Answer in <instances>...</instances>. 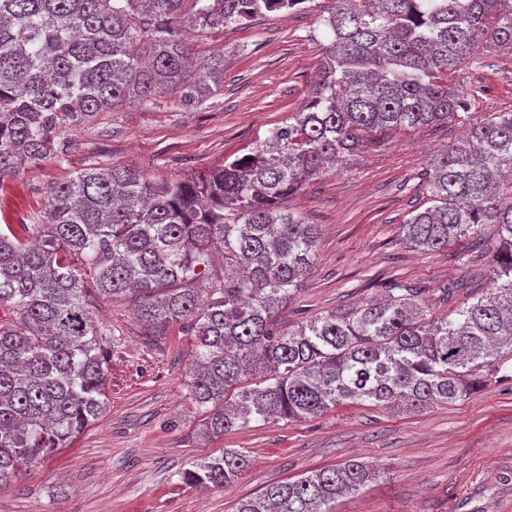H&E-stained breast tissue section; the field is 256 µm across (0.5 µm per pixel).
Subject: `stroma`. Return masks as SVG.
<instances>
[{
	"instance_id": "35a3bbf8",
	"label": "stroma",
	"mask_w": 512,
	"mask_h": 512,
	"mask_svg": "<svg viewBox=\"0 0 512 512\" xmlns=\"http://www.w3.org/2000/svg\"><path fill=\"white\" fill-rule=\"evenodd\" d=\"M274 12L249 26L200 37L203 48L235 47L224 93L187 108L177 96L160 106H123L61 128L65 161L47 158L0 180V225L32 235L51 186L100 161L147 176L203 175L240 157L312 97L326 42L320 14ZM458 79L470 112H512V48L493 46ZM457 123L387 134L376 150L310 180L285 209L316 225L309 277L282 313L284 324L379 298L391 281L421 288L432 315L484 294L491 286L486 235L434 251L406 244L400 226L425 209L426 163L454 142ZM457 285L452 298L444 288ZM99 326L109 329L108 405L73 443L0 488V512H235L236 503L270 484L354 458L374 479L337 498L335 512H512V379L452 404L410 409L370 401L336 407L301 422L254 421L220 437L201 433L186 374L191 337L171 328L150 336L133 298L92 297ZM250 455L246 475L221 488L182 482L192 462L224 449Z\"/></svg>"
}]
</instances>
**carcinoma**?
Listing matches in <instances>:
<instances>
[{
  "mask_svg": "<svg viewBox=\"0 0 512 512\" xmlns=\"http://www.w3.org/2000/svg\"><path fill=\"white\" fill-rule=\"evenodd\" d=\"M309 0H0V178L65 159L59 128L168 92L197 105L224 88L226 52L192 33ZM316 95L248 153L191 179L92 164L49 192L29 247L0 231V486L68 446L102 414L112 350L87 284L134 294L153 336H193L190 399L202 431L298 422L341 404L414 408L479 392L512 363V112L478 120L456 73L485 45L512 44V0H333ZM468 124L435 155L430 206L401 224L422 250L494 230L491 292L430 316L420 289L284 328L278 317L313 265L314 225L282 207L310 179L390 131ZM215 285L201 288L214 258ZM251 466L224 453L182 472L223 487ZM349 460L269 485L236 512H333L371 478Z\"/></svg>",
  "mask_w": 512,
  "mask_h": 512,
  "instance_id": "carcinoma-1",
  "label": "carcinoma"
}]
</instances>
